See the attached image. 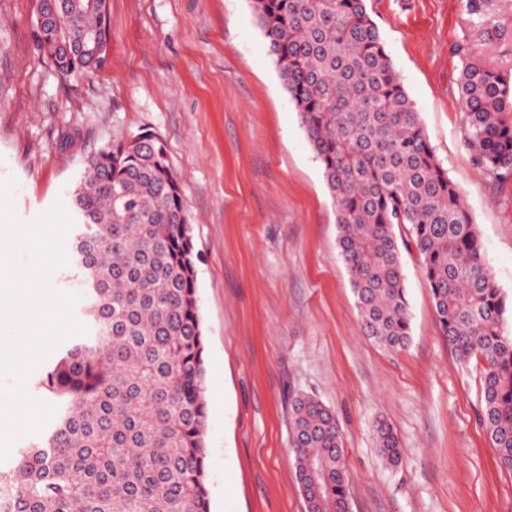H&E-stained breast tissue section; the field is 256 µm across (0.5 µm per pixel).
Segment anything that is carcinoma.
Masks as SVG:
<instances>
[{"instance_id":"cac0c4a2","label":"carcinoma","mask_w":512,"mask_h":512,"mask_svg":"<svg viewBox=\"0 0 512 512\" xmlns=\"http://www.w3.org/2000/svg\"><path fill=\"white\" fill-rule=\"evenodd\" d=\"M37 0L32 47L63 80L101 70L107 0ZM489 0H467L483 44L502 36ZM269 51L321 163L338 246L364 335L410 341L401 247L419 254L441 335L480 357L481 422L512 473V336L507 302L456 185L429 142L366 0H253ZM458 92L484 172L512 179V73L467 40ZM73 277L91 334L48 365L36 386L58 406L54 426L0 471L4 512H211L204 341L190 216L163 140L140 132L88 156L71 190ZM296 477L307 512H350L335 414L292 401ZM383 460L399 439L375 424Z\"/></svg>"}]
</instances>
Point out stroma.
I'll return each mask as SVG.
<instances>
[{
  "mask_svg": "<svg viewBox=\"0 0 512 512\" xmlns=\"http://www.w3.org/2000/svg\"><path fill=\"white\" fill-rule=\"evenodd\" d=\"M466 0H367L484 260L512 298V181L466 141L454 43L477 37ZM105 67L60 79L34 55V0H0V185L29 224L70 190L84 159L121 135L166 142L192 217L204 334L211 512H306L291 402L310 394L343 430L351 512H512L479 421L482 359L439 333L419 256L402 253L411 340L364 336L337 244L336 209L251 0H108ZM391 424L399 466L374 425ZM377 447L383 460L397 466L400 462L399 439L393 427L385 421H377L375 424Z\"/></svg>",
  "mask_w": 512,
  "mask_h": 512,
  "instance_id": "35a3bbf8",
  "label": "stroma"
}]
</instances>
